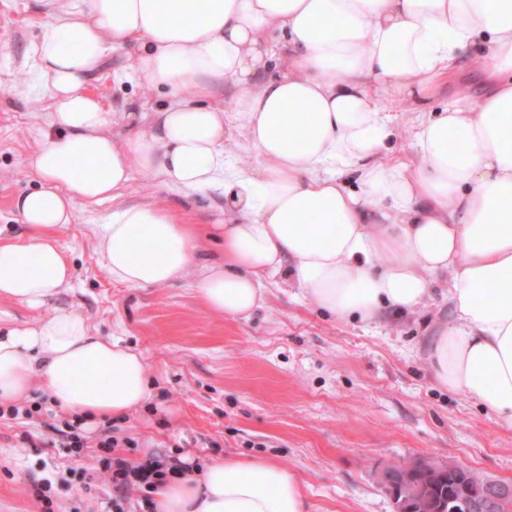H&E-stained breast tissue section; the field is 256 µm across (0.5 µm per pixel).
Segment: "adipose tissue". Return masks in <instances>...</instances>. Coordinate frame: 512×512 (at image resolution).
<instances>
[{"label":"adipose tissue","mask_w":512,"mask_h":512,"mask_svg":"<svg viewBox=\"0 0 512 512\" xmlns=\"http://www.w3.org/2000/svg\"><path fill=\"white\" fill-rule=\"evenodd\" d=\"M40 2L50 20L29 54V93L49 97L51 121L27 160L38 184L13 201L27 233L0 239V298L53 313L0 328V405L38 384L89 431L148 402L142 353L53 305L73 280L57 230L136 173L187 193L223 186L210 227L222 249L198 261L192 225L130 203L98 237L113 281L164 287L191 271L211 311L246 318L283 273L320 309L368 323L385 307L420 309L444 277L454 318L431 338L434 376L512 427V0ZM117 47L130 77L167 93L162 111L107 112L85 93ZM462 59L488 94L431 111ZM227 82L239 90L229 114L212 103ZM381 94L420 113L422 164L385 158ZM153 501L156 512H309L300 477L260 458L176 476Z\"/></svg>","instance_id":"adipose-tissue-1"}]
</instances>
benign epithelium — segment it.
Instances as JSON below:
<instances>
[{"mask_svg":"<svg viewBox=\"0 0 512 512\" xmlns=\"http://www.w3.org/2000/svg\"><path fill=\"white\" fill-rule=\"evenodd\" d=\"M443 476L452 485L438 512H512L511 483L485 477L456 462L436 465L418 460L399 470L387 466L380 472V481L394 512H432L430 492Z\"/></svg>","mask_w":512,"mask_h":512,"instance_id":"obj_1","label":"benign epithelium"}]
</instances>
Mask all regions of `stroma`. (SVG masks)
I'll return each mask as SVG.
<instances>
[{
    "label": "stroma",
    "instance_id": "stroma-1",
    "mask_svg": "<svg viewBox=\"0 0 512 512\" xmlns=\"http://www.w3.org/2000/svg\"><path fill=\"white\" fill-rule=\"evenodd\" d=\"M35 0H0V237L24 227L12 200L35 177L26 158L49 126L48 98L27 95L26 57L46 23ZM117 48L85 90L109 112H155L165 102L124 67ZM394 117L384 149L419 164L413 113L379 97ZM160 203L195 224L213 223L224 191L191 194L133 175L120 195L78 210L58 232L73 268L59 302L81 312L93 334L121 338L143 353L152 399L82 432L71 448L66 411L33 388L27 402L0 409V512H140V492L117 494L98 463L99 443L117 438V455L187 457L204 470L226 457H267L296 472L310 512H393L379 481L394 463L456 461L512 482V429L493 413L440 386L429 338L452 323L444 279L413 313L385 311L366 324L325 313L283 276L271 278L266 305L247 318L211 312L192 280L161 288L113 281L96 239L130 202Z\"/></svg>",
    "mask_w": 512,
    "mask_h": 512
}]
</instances>
